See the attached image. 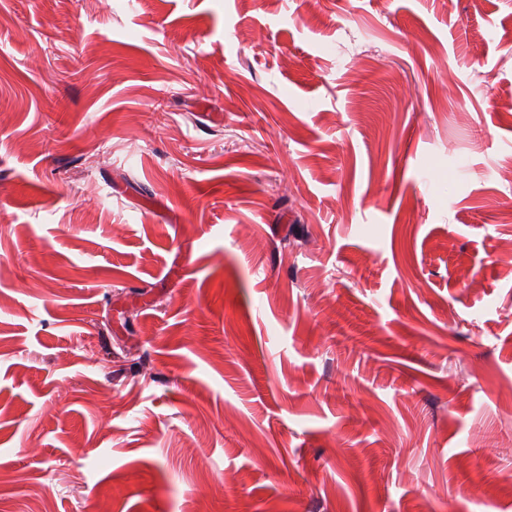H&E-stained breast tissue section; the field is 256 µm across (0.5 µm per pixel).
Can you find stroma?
<instances>
[{"label":"stroma","instance_id":"1","mask_svg":"<svg viewBox=\"0 0 512 512\" xmlns=\"http://www.w3.org/2000/svg\"><path fill=\"white\" fill-rule=\"evenodd\" d=\"M510 96L512 0H0V512H512Z\"/></svg>","mask_w":512,"mask_h":512}]
</instances>
